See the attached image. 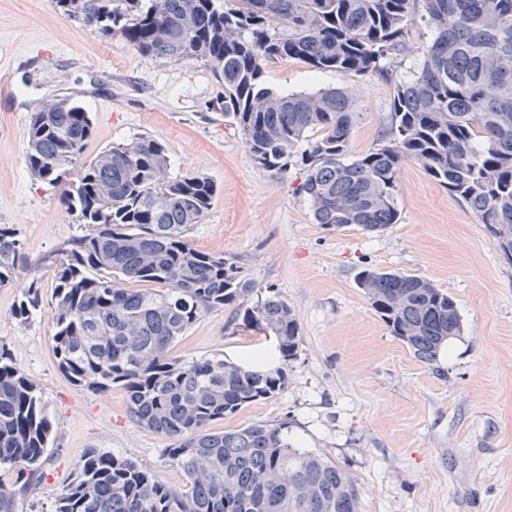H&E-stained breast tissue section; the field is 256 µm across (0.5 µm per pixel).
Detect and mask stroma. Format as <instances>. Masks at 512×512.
Segmentation results:
<instances>
[{"label":"stroma","instance_id":"35a3bbf8","mask_svg":"<svg viewBox=\"0 0 512 512\" xmlns=\"http://www.w3.org/2000/svg\"><path fill=\"white\" fill-rule=\"evenodd\" d=\"M1 72L13 92L0 94V225L16 229L42 301L22 322L14 317L20 289L0 287V345L35 382L53 424L45 477L25 512H52L90 448L187 484L164 456L170 439L130 419L121 386L94 392L58 368L49 257L80 228L62 204L63 186L32 177L25 163L30 114L56 95L77 97L92 116L86 156L147 134L167 145L171 175L213 179L218 195L190 242L235 258L294 311L301 343L285 389L216 420L214 431L287 422L296 449L356 477L361 512H512V261L419 164L401 166L397 224L377 234L333 230L314 223L297 194L298 167L255 166L239 128L212 110L222 87L199 60L142 56L121 37L91 33L55 0H0ZM264 82L283 93L347 88L353 156L378 144L394 95L376 78L320 74L290 58L267 65ZM366 267L420 276L455 299L462 332L435 363L415 358L377 316L357 286ZM273 349L230 305L204 313L170 356L243 364Z\"/></svg>","mask_w":512,"mask_h":512}]
</instances>
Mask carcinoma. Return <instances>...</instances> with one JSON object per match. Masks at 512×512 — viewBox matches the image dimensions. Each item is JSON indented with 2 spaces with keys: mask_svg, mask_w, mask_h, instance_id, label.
I'll return each mask as SVG.
<instances>
[{
  "mask_svg": "<svg viewBox=\"0 0 512 512\" xmlns=\"http://www.w3.org/2000/svg\"><path fill=\"white\" fill-rule=\"evenodd\" d=\"M69 17L138 53L208 66L224 91L217 110L235 124L255 165L281 173L294 164L314 223L381 233L398 223L401 163L410 159L466 204L512 260V0H56ZM431 39L416 47L404 80L392 60L411 53V27ZM300 59L319 72L374 77L395 86L377 147L349 158L353 98L344 88L280 94L265 65ZM90 113L71 95L54 112L31 113L26 166L64 184L63 203L81 226L53 255L54 355L75 384L103 392L121 385L131 420L165 434L167 462L187 488L160 481L136 461L90 448L53 512H351L355 476L288 442V423L213 432L211 424L287 385L300 344L295 314L231 257L189 241L218 188L203 174L169 175L166 146L140 134L84 156ZM21 241L0 225V287L19 284L15 316L40 308L37 281L24 283ZM358 287L379 318L426 364L461 335L455 300L431 281L368 268ZM238 304L246 328L273 337L279 363L262 354L227 366L221 356L178 362L173 344L202 313ZM52 422L31 378L0 349V512L44 477Z\"/></svg>",
  "mask_w": 512,
  "mask_h": 512,
  "instance_id": "carcinoma-1",
  "label": "carcinoma"
}]
</instances>
